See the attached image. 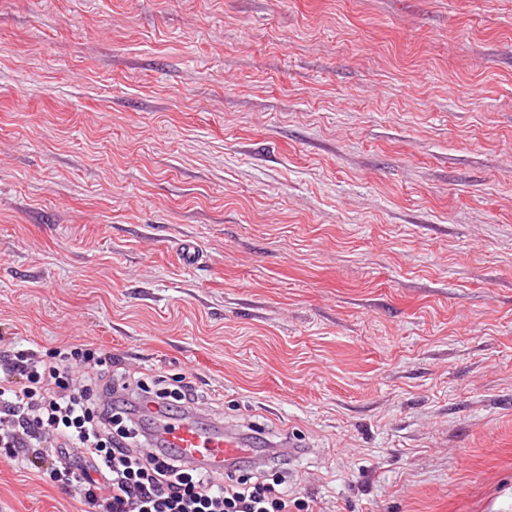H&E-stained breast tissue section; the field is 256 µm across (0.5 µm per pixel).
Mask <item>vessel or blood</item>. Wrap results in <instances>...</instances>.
<instances>
[{
  "label": "vessel or blood",
  "instance_id": "1",
  "mask_svg": "<svg viewBox=\"0 0 512 512\" xmlns=\"http://www.w3.org/2000/svg\"><path fill=\"white\" fill-rule=\"evenodd\" d=\"M161 431L166 447L210 471H223L232 462L256 454L237 427L223 424L204 427L193 415L166 417Z\"/></svg>",
  "mask_w": 512,
  "mask_h": 512
}]
</instances>
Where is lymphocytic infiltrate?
Listing matches in <instances>:
<instances>
[{"mask_svg": "<svg viewBox=\"0 0 512 512\" xmlns=\"http://www.w3.org/2000/svg\"><path fill=\"white\" fill-rule=\"evenodd\" d=\"M0 350V456L33 467L63 491L79 490L85 512H309L287 478L217 481L174 450L156 447V428L137 388L113 382L111 354L90 345ZM95 368L73 379L71 362Z\"/></svg>", "mask_w": 512, "mask_h": 512, "instance_id": "lymphocytic-infiltrate-1", "label": "lymphocytic infiltrate"}]
</instances>
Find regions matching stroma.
Segmentation results:
<instances>
[{
	"mask_svg": "<svg viewBox=\"0 0 512 512\" xmlns=\"http://www.w3.org/2000/svg\"><path fill=\"white\" fill-rule=\"evenodd\" d=\"M25 340L187 377L315 512H512V0H0Z\"/></svg>",
	"mask_w": 512,
	"mask_h": 512,
	"instance_id": "stroma-1",
	"label": "stroma"
}]
</instances>
